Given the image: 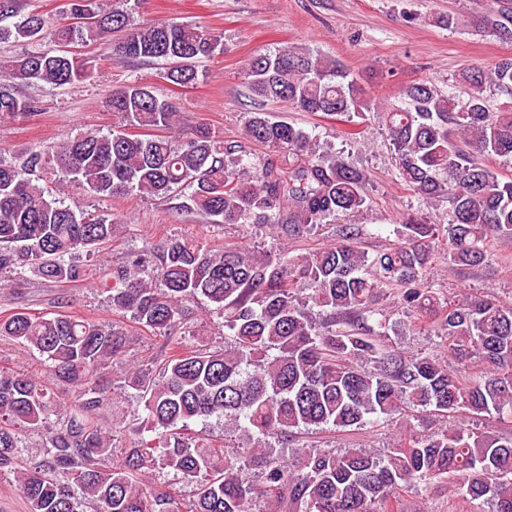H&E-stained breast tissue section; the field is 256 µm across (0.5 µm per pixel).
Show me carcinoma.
<instances>
[{"label": "carcinoma", "mask_w": 512, "mask_h": 512, "mask_svg": "<svg viewBox=\"0 0 512 512\" xmlns=\"http://www.w3.org/2000/svg\"><path fill=\"white\" fill-rule=\"evenodd\" d=\"M128 0H67L63 21L49 24L26 0H0V41L59 45L113 38L116 61L164 60L168 82L194 86L199 63L223 51L222 36L171 20L131 26ZM486 32L512 38L508 19L489 13ZM86 64L67 50L34 48L0 63V119L28 118L37 101L15 86L61 88L82 80ZM253 108L244 139L250 156L201 124L175 129L177 107L152 87L112 90V130L88 132L17 152L0 162V276L30 272L51 283L86 279L90 258L115 237L114 220L75 211L65 188L112 198L138 192L165 202L171 217L203 224H260L295 237L338 216L369 209V175L317 137L274 121L269 102L334 116L341 137L358 140L373 119L387 133L400 179L426 202L448 204V222L410 215L395 241L370 254L359 229L341 224L336 243L296 255L239 244L222 249L171 238L106 269L101 282L112 313L162 340L159 378L124 366L133 337L117 321L65 312L0 316V337L35 350L66 387L62 402L32 374L0 369V472L16 474L30 512H394L410 486L448 477L493 512H512V432L481 433L462 414L512 419V304L468 295L442 299L427 285L435 244L447 242L450 266L477 267L491 244L512 238V180L495 165L512 161V57L461 74L466 98L424 81L400 85L378 104L345 65L306 45L285 43L254 54L242 71ZM505 97L490 104L487 89ZM57 189L47 186L49 181ZM394 297L422 313L421 329L441 339L456 361L478 364L466 377L441 356L405 355L389 345L381 301ZM222 320L224 342L196 340L187 303ZM124 367L138 392L134 438L102 420L113 400L99 374ZM446 423L433 434L411 429L416 411ZM235 423L246 446L216 444L192 425ZM404 429L384 453L311 448L285 459L272 442L304 431ZM40 433L43 458L22 467L24 433ZM256 469L254 483L245 472ZM166 470L174 481L160 483ZM192 486L184 496L182 486Z\"/></svg>", "instance_id": "1"}]
</instances>
